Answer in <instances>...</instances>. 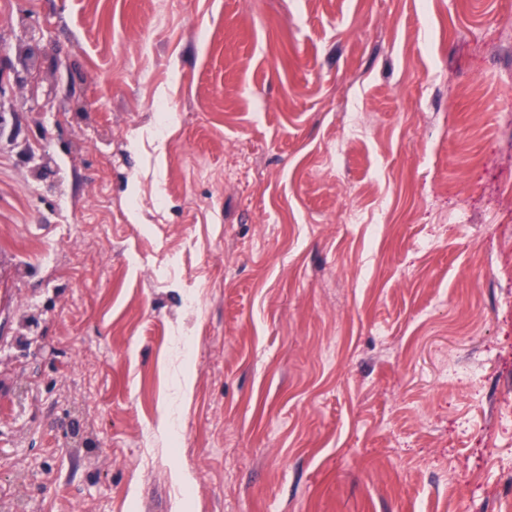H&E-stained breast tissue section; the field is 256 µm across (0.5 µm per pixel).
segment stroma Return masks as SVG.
<instances>
[{"instance_id": "1", "label": "stroma", "mask_w": 512, "mask_h": 512, "mask_svg": "<svg viewBox=\"0 0 512 512\" xmlns=\"http://www.w3.org/2000/svg\"><path fill=\"white\" fill-rule=\"evenodd\" d=\"M0 123V512H512V0H0Z\"/></svg>"}]
</instances>
